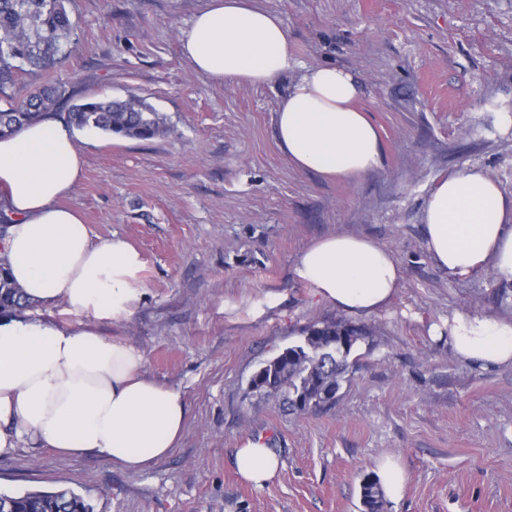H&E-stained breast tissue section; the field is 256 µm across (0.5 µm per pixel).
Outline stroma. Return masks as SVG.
Instances as JSON below:
<instances>
[{
	"label": "stroma",
	"instance_id": "obj_1",
	"mask_svg": "<svg viewBox=\"0 0 512 512\" xmlns=\"http://www.w3.org/2000/svg\"><path fill=\"white\" fill-rule=\"evenodd\" d=\"M287 28L297 67L254 86L218 82L184 59L180 33L207 0H68L76 50L28 68L10 96L58 84L72 104L136 95L165 133L76 131L80 180L65 205L93 239L141 254L144 301L99 325L135 345L144 370L186 403L172 453L142 472L103 455L26 445L0 458V494L69 489L91 512H364L360 486L393 457L406 482L386 512H512V367L454 359V312L512 319V283L448 274L431 260L421 214L432 187L469 167L512 194V0H256ZM333 65L360 82L378 127L379 169L352 181L292 165L275 113L303 70ZM336 232L389 248L404 279L391 303L353 314L317 302L295 267ZM370 337L333 405L308 414L247 397L262 363L320 322ZM263 438L280 459L263 487L234 452Z\"/></svg>",
	"mask_w": 512,
	"mask_h": 512
}]
</instances>
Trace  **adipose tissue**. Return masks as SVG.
I'll return each instance as SVG.
<instances>
[{
	"label": "adipose tissue",
	"mask_w": 512,
	"mask_h": 512,
	"mask_svg": "<svg viewBox=\"0 0 512 512\" xmlns=\"http://www.w3.org/2000/svg\"><path fill=\"white\" fill-rule=\"evenodd\" d=\"M184 58L217 81L265 85L296 65L287 30L251 0H210L181 32ZM354 75L334 66L308 69L275 114L278 145L297 168L357 179L380 168L376 125L355 105ZM75 139L45 118L0 138V200L11 224L0 250L29 310L0 314V457L25 444L65 456L96 452L113 465L144 471L166 458L182 435L185 401L143 371L136 346L104 338L99 322L131 318L145 290L140 254L124 239L93 240L81 213L62 200L81 177ZM426 247L452 275L492 267L512 282V195L487 172L466 168L440 180L423 212ZM319 302L371 314L394 298L403 269L387 247L336 233L309 245L295 268ZM61 308V324L31 307ZM448 345L484 368L512 365V321L455 313ZM240 478L262 487L278 455L245 440L235 454Z\"/></svg>",
	"instance_id": "1"
}]
</instances>
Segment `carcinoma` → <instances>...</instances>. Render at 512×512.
Returning a JSON list of instances; mask_svg holds the SVG:
<instances>
[{
  "instance_id": "1",
  "label": "carcinoma",
  "mask_w": 512,
  "mask_h": 512,
  "mask_svg": "<svg viewBox=\"0 0 512 512\" xmlns=\"http://www.w3.org/2000/svg\"><path fill=\"white\" fill-rule=\"evenodd\" d=\"M75 26L64 0H0V94L24 66L50 68L73 51ZM64 90L47 85L22 101L5 99L0 108V135L44 117ZM67 123L78 129H96L125 137L149 139L163 129L154 109L132 96L126 101L87 100L75 104ZM0 258V311L25 307L20 290L4 276ZM368 339L364 328L330 322L307 328L299 342L286 347L252 376L247 395L274 398L296 413H308L333 403L331 395L349 373V358ZM365 512H384V493L377 477L361 484ZM0 512H90L84 499L70 491H29L0 495Z\"/></svg>"
}]
</instances>
